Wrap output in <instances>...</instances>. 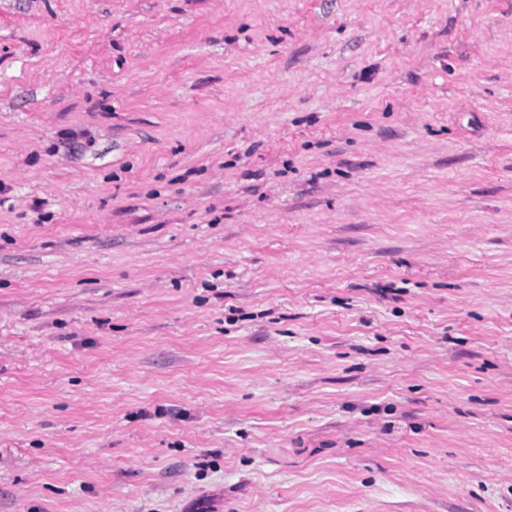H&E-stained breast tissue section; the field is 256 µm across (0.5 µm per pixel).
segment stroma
<instances>
[{
	"label": "stroma",
	"mask_w": 512,
	"mask_h": 512,
	"mask_svg": "<svg viewBox=\"0 0 512 512\" xmlns=\"http://www.w3.org/2000/svg\"><path fill=\"white\" fill-rule=\"evenodd\" d=\"M0 512H512V0H0Z\"/></svg>",
	"instance_id": "stroma-1"
}]
</instances>
